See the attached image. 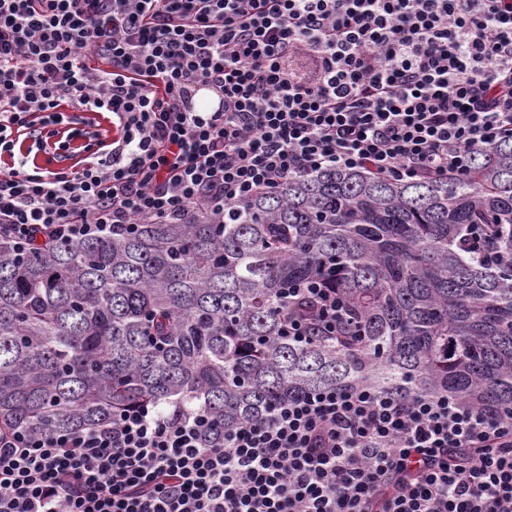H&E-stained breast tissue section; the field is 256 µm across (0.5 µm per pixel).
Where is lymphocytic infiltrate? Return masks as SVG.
<instances>
[{"instance_id": "f902f5d3", "label": "lymphocytic infiltrate", "mask_w": 512, "mask_h": 512, "mask_svg": "<svg viewBox=\"0 0 512 512\" xmlns=\"http://www.w3.org/2000/svg\"><path fill=\"white\" fill-rule=\"evenodd\" d=\"M107 113L116 134L72 125ZM72 141L81 169L29 166ZM512 136V0H0V239L29 250L234 210L327 168L466 175ZM332 339L323 281L289 289ZM204 410L0 430V512H512V417L445 393H295L205 443Z\"/></svg>"}]
</instances>
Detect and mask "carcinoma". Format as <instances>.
<instances>
[{"label": "carcinoma", "mask_w": 512, "mask_h": 512, "mask_svg": "<svg viewBox=\"0 0 512 512\" xmlns=\"http://www.w3.org/2000/svg\"><path fill=\"white\" fill-rule=\"evenodd\" d=\"M470 224L503 255L471 257ZM323 280L352 321L298 346L288 289ZM369 384L512 413V140L469 174L326 169L224 222L19 252L0 240V428L40 436L125 407H196L228 430L290 392Z\"/></svg>", "instance_id": "1"}]
</instances>
